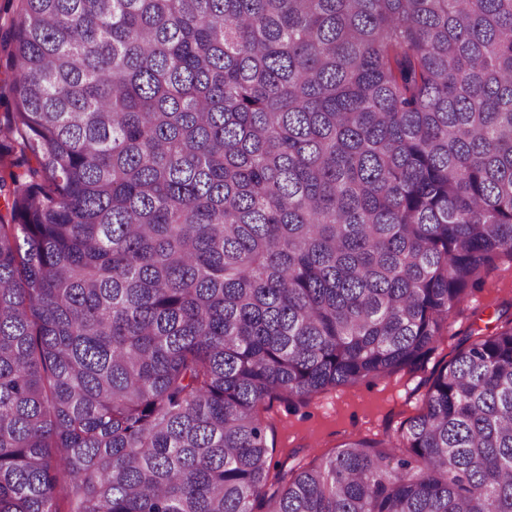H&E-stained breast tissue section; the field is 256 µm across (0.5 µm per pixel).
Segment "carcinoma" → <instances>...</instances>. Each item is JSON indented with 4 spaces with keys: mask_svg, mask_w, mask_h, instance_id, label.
<instances>
[{
    "mask_svg": "<svg viewBox=\"0 0 512 512\" xmlns=\"http://www.w3.org/2000/svg\"><path fill=\"white\" fill-rule=\"evenodd\" d=\"M0 512H512V326L394 439L267 398L418 367L512 263V0H20Z\"/></svg>",
    "mask_w": 512,
    "mask_h": 512,
    "instance_id": "1",
    "label": "carcinoma"
}]
</instances>
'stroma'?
<instances>
[{"instance_id": "35a3bbf8", "label": "stroma", "mask_w": 512, "mask_h": 512, "mask_svg": "<svg viewBox=\"0 0 512 512\" xmlns=\"http://www.w3.org/2000/svg\"><path fill=\"white\" fill-rule=\"evenodd\" d=\"M512 321V266L490 271L448 319L443 340L420 368L330 389L312 398L265 400L258 407L268 421L273 466L294 468L332 453L350 438L381 439L397 433L417 414L429 380L467 336L493 333Z\"/></svg>"}]
</instances>
